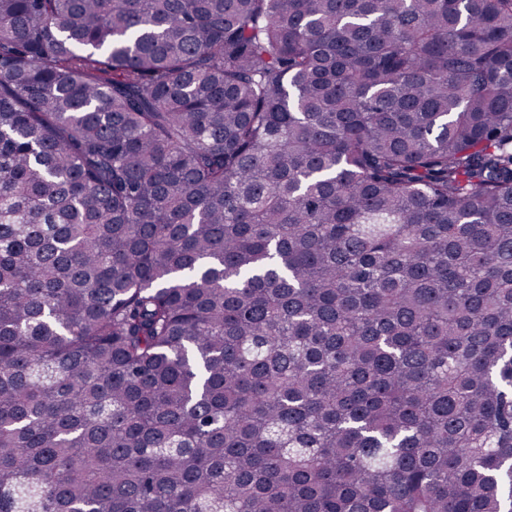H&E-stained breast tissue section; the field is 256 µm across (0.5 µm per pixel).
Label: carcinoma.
<instances>
[{
  "instance_id": "cac0c4a2",
  "label": "carcinoma",
  "mask_w": 512,
  "mask_h": 512,
  "mask_svg": "<svg viewBox=\"0 0 512 512\" xmlns=\"http://www.w3.org/2000/svg\"><path fill=\"white\" fill-rule=\"evenodd\" d=\"M0 512H512V0H0Z\"/></svg>"
}]
</instances>
